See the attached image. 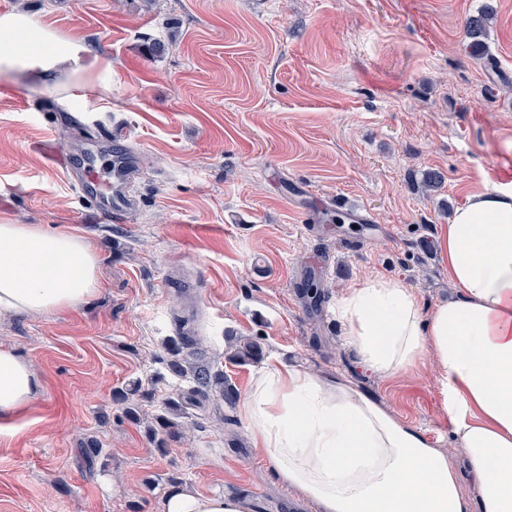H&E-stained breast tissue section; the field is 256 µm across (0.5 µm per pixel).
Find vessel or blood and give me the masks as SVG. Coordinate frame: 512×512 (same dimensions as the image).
Wrapping results in <instances>:
<instances>
[{
	"label": "vessel or blood",
	"instance_id": "1",
	"mask_svg": "<svg viewBox=\"0 0 512 512\" xmlns=\"http://www.w3.org/2000/svg\"><path fill=\"white\" fill-rule=\"evenodd\" d=\"M78 169L83 173L82 179L73 183L80 199L87 210L102 224L128 223L134 201L126 194L122 186L128 179L125 170H116L111 180H104L97 173L88 157L73 159L72 163L61 165L63 173Z\"/></svg>",
	"mask_w": 512,
	"mask_h": 512
}]
</instances>
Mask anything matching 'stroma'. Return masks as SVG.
<instances>
[{
    "mask_svg": "<svg viewBox=\"0 0 512 512\" xmlns=\"http://www.w3.org/2000/svg\"><path fill=\"white\" fill-rule=\"evenodd\" d=\"M487 4L489 56L475 58L464 23ZM15 10L108 56L112 76L53 87L0 73V220L77 227L100 255L86 304L0 316V346L40 381L27 410L0 419V512H162L175 480L251 512H318L267 468L241 403L215 392L183 405V437L157 451L153 417L193 392L201 363L240 396L275 358L341 374L457 460L433 367L376 380L334 306L373 274L402 280L424 308L447 299L439 225L512 181V0H0V15ZM116 127L122 139L102 142ZM47 140L61 159L79 144L127 167L130 222L96 223L46 168ZM430 170L444 181L426 192ZM256 253L270 277L252 275ZM311 272L326 292L316 311L299 290ZM182 280L201 298L179 294ZM182 324L199 344L177 376L165 344ZM240 336L261 344L260 360H230ZM137 382L154 393L138 419L120 399ZM224 416L232 434L215 428Z\"/></svg>",
    "mask_w": 512,
    "mask_h": 512,
    "instance_id": "35a3bbf8",
    "label": "stroma"
}]
</instances>
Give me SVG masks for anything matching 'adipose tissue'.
Wrapping results in <instances>:
<instances>
[{"instance_id":"obj_1","label":"adipose tissue","mask_w":512,"mask_h":512,"mask_svg":"<svg viewBox=\"0 0 512 512\" xmlns=\"http://www.w3.org/2000/svg\"><path fill=\"white\" fill-rule=\"evenodd\" d=\"M63 70L93 84L111 76L112 63L25 13L0 15V72L45 84ZM438 247L448 301L423 310L403 281L376 274L344 290L335 311L358 364L379 380L433 361L460 466L339 375L271 363L244 396L253 444L322 512H512V192L473 193L441 225ZM99 262L76 230L0 221V314L86 304L100 289ZM39 389L33 364L1 347L0 417L27 409ZM163 512L247 508L179 486Z\"/></svg>"}]
</instances>
